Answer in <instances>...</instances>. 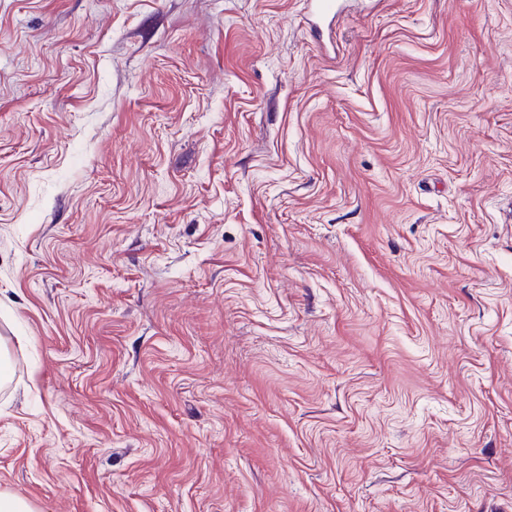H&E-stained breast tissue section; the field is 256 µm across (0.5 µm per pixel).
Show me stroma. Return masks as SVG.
<instances>
[{
  "mask_svg": "<svg viewBox=\"0 0 512 512\" xmlns=\"http://www.w3.org/2000/svg\"><path fill=\"white\" fill-rule=\"evenodd\" d=\"M320 36L306 0H0V490L512 512V0Z\"/></svg>",
  "mask_w": 512,
  "mask_h": 512,
  "instance_id": "1",
  "label": "stroma"
}]
</instances>
